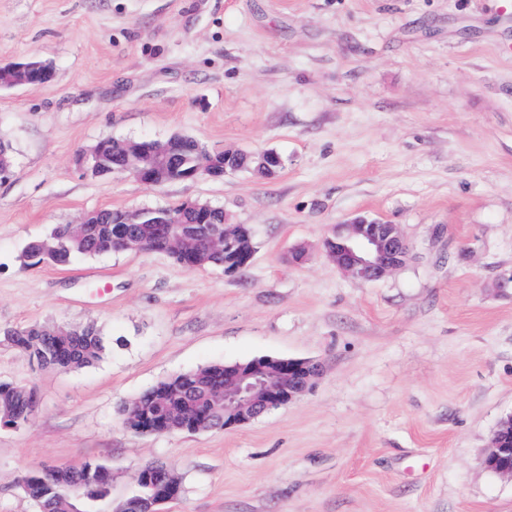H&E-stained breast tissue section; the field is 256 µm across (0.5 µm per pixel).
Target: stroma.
Listing matches in <instances>:
<instances>
[{
	"mask_svg": "<svg viewBox=\"0 0 512 512\" xmlns=\"http://www.w3.org/2000/svg\"><path fill=\"white\" fill-rule=\"evenodd\" d=\"M502 0H0V332L96 324L106 354L40 367L0 335V381L34 389L0 426V512H37L30 472L94 462L112 502L161 462L164 512H512L485 465L512 415V13ZM190 136L277 151L248 172L148 186L93 175L106 137ZM201 201L250 225L246 270L119 251L25 267L23 246L101 208ZM358 216L410 254L361 283L323 242ZM305 250L303 261L292 258ZM322 366L300 399L232 429L139 435L131 399L172 375L254 357Z\"/></svg>",
	"mask_w": 512,
	"mask_h": 512,
	"instance_id": "35a3bbf8",
	"label": "stroma"
}]
</instances>
